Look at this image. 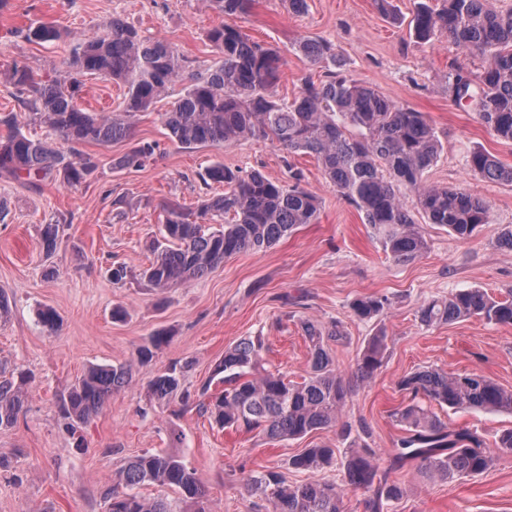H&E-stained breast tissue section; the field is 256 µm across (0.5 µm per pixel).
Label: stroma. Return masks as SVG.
Segmentation results:
<instances>
[{
  "label": "stroma",
  "mask_w": 512,
  "mask_h": 512,
  "mask_svg": "<svg viewBox=\"0 0 512 512\" xmlns=\"http://www.w3.org/2000/svg\"><path fill=\"white\" fill-rule=\"evenodd\" d=\"M295 14L288 0H256L250 14L233 18L252 40L274 47L281 57L277 95L293 98L305 79L323 80L325 70L298 49L300 41H329L345 62L346 74L400 106L424 113L436 129L442 151L427 172L430 183L464 187L490 204L487 224L468 239L447 228L425 225L427 250L398 264L381 250L362 212L325 180L316 160L295 156L306 186L321 201L316 223L296 228L275 245L225 259L206 276L158 290L141 271L152 259L147 245L163 221L168 199L196 210L201 199L221 193L200 175L213 162L233 169H257L268 177L288 178L283 151L270 141L244 139L223 148L187 151L166 136L156 111L138 116L135 137L158 142L154 159L141 169L104 168L91 181L66 187L49 179L40 187L0 177V295L10 313L0 322V359L31 372L25 408L16 424L0 430V512H106L105 495L127 461L150 451L179 455L207 490L208 512H250L248 475L277 470L288 482L304 473L289 458L315 445L347 448L368 443L387 458L403 427L393 412L406 404L398 380L423 367L451 373H479L512 388V325L473 317L421 324L426 301L466 288H481L497 298L512 293V248L498 238L512 229V183L471 176L466 158L483 148L512 164V144L497 140L475 112L456 105L448 94L452 66L481 72L484 57L458 48L447 34L416 39L409 21L418 0H393L394 17L382 15L374 0H307ZM138 27L148 38L175 46L198 73L217 54L208 30L227 21L204 0H0V73L28 67L41 79L62 75V61L76 39L101 33L112 18ZM50 23L62 40L31 43L20 35L30 23ZM76 97L87 112H110L123 97L122 86L84 76ZM62 219L63 232L53 255L42 249L40 225ZM128 274L114 282L112 267ZM385 297L383 313L369 320L353 316L350 305L362 296ZM123 308L124 320L112 318ZM57 315L45 326L42 309ZM340 325L332 342L337 370L352 381L340 418L350 434L324 430L302 439L270 441L258 433L221 429L180 400L155 402L150 380L170 363L185 364L183 390L198 393L227 347L260 335L271 370L298 382L309 370L301 324ZM172 338L149 363L136 361L138 348L159 331ZM385 332L383 363L365 382L351 378L371 336ZM129 363L133 378L113 393L91 422L67 427L57 400L75 380L97 365ZM449 429L476 432L493 446L496 462L488 473L432 481L416 462H406L391 477L406 486L391 512H512V450L496 447L512 415L478 410H440Z\"/></svg>",
  "instance_id": "obj_1"
}]
</instances>
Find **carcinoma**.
I'll use <instances>...</instances> for the list:
<instances>
[{
    "label": "carcinoma",
    "mask_w": 512,
    "mask_h": 512,
    "mask_svg": "<svg viewBox=\"0 0 512 512\" xmlns=\"http://www.w3.org/2000/svg\"><path fill=\"white\" fill-rule=\"evenodd\" d=\"M488 0H441L434 7L420 0L410 20L417 39L438 30L463 51L488 58L477 75L455 69L448 92L456 101L469 96L481 123L493 135L512 143V9L495 11ZM254 0H205L206 6L226 16L247 13ZM30 42L56 41L60 31L38 23L22 31ZM207 38L219 60L204 72L186 75L185 60L164 39H146L138 28L114 17L103 33L72 42L64 60L65 73L95 75L121 83L124 97L109 113L86 112L75 100L76 84L66 78L42 80L25 66L16 65L3 79L22 95L26 113H0V176L5 174L37 186L53 177L76 186L96 177L104 167L88 144L109 147L127 142L129 150L111 161L114 169L141 168L156 154L155 141L133 140L137 116L152 109L171 85L187 81L170 109L159 113L167 138L182 149L222 147L241 138L271 141L288 156H314L327 182L365 217L387 257L407 263L427 249L423 227L402 199L406 190L415 197L417 211L459 239H467L487 223L488 202L465 188L432 185L426 172L436 162L441 143L420 112L401 107L373 88L344 74L343 63L323 40H304L299 51L311 62L327 65L325 79L306 80L291 101L276 98L280 56L250 40L236 26L211 28ZM39 123L67 144L60 150L46 138L23 131L22 119ZM468 171L489 181L512 183V165L483 149L466 159ZM288 182L258 170L230 169L217 161L208 166L202 181L224 185V193L202 200L197 212L179 201L163 202L161 238L154 240V260L142 271L153 288L165 290L207 275L225 259L268 248L301 224L318 218L317 197L302 182L303 171L286 163ZM218 223L205 228L200 220ZM41 246L52 255L59 244L61 224H43ZM387 299L367 296L355 300L353 314L360 320L379 316ZM421 323H450L478 317L490 323L512 325V295L494 298L480 288H468L431 299L418 311ZM309 348L310 370L299 383L266 371L262 366L261 337H247L224 351L214 374L222 375L224 389L198 394L197 406L220 427L257 432L270 440L301 439L337 426L350 383L336 370L330 342L340 336L337 327L325 328L306 320L301 324ZM169 341L158 333L137 352L141 363L153 358ZM387 336L371 337L357 359L353 376L363 382L381 367ZM188 365L173 363L149 382L155 399L168 404L181 396ZM132 380L129 364L95 366L60 398L62 418L87 423L103 409L112 393ZM25 376L0 360V430L15 425L26 402ZM398 389L408 403L394 416L407 435L393 448L389 467L379 464L375 449L366 444L347 449L342 466L345 483L323 476L333 465L335 450L305 448L288 460L290 468L310 477L290 484L276 470L246 479L247 492L259 499L254 510L268 512H344L349 488L365 495V512H386L401 499L404 489L389 480L392 470L411 459L432 480L481 475L494 464L493 452L479 436L466 429L448 430L434 407L480 409L512 414V389L478 373L450 374L426 367L403 376ZM149 483L175 489L178 504L159 495L145 498L137 492ZM206 490L195 472L170 453H149L128 460L121 472V487L106 494L107 512H206Z\"/></svg>",
    "instance_id": "obj_1"
}]
</instances>
